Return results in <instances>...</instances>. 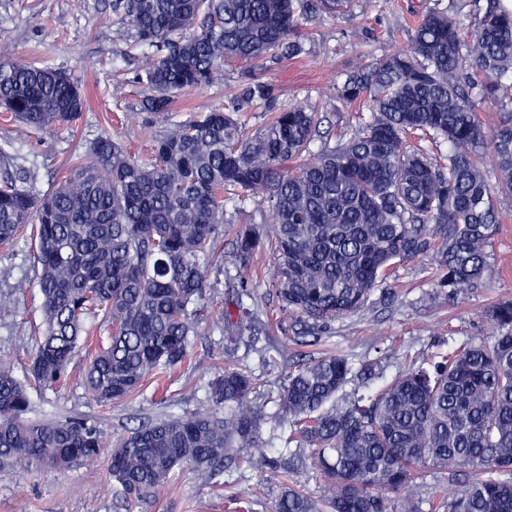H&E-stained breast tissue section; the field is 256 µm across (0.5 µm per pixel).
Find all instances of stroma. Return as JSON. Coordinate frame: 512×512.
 <instances>
[{"instance_id":"obj_1","label":"stroma","mask_w":512,"mask_h":512,"mask_svg":"<svg viewBox=\"0 0 512 512\" xmlns=\"http://www.w3.org/2000/svg\"><path fill=\"white\" fill-rule=\"evenodd\" d=\"M113 4L114 0H0V44L8 45L19 61L67 71L89 95L88 107L69 127L23 135L16 122L0 112V176L25 168L34 175L36 191H46L75 162L83 144L104 134L129 151L146 152L169 122L196 119L202 107L223 103L225 95L245 80L271 82L281 99L315 107L321 124L310 148L319 151L325 140H337L357 122L355 110L342 107L336 98L351 67L374 64L407 48L412 28L428 9L445 11L468 24L477 13L475 0H360L351 14H323L304 26L307 53L300 61L227 64L207 90L176 94L172 112L149 119L141 110V89L131 81L144 49L121 32ZM497 207L502 218L489 249L492 280L484 287L444 297L432 285L430 263L410 261L398 265L388 279L397 292L393 303L371 297L358 312L332 321L320 345H297L288 321L269 335L234 344L220 319L225 283L236 273L228 255L223 271L209 273L211 287L203 299L209 316L198 324L186 361L162 388L149 386L135 398L103 405L74 374L58 390L30 387L32 415L88 419L112 442L140 421L206 408L207 383L227 364L252 374V400L263 408L278 394L300 356L314 358L325 348L351 353L356 369L390 377L411 359L430 358L440 339L459 343L473 336H493L489 309L512 299V196L498 197ZM267 215L268 203L261 195L251 196L240 208L227 203L219 230L222 244L231 245L241 225L263 223ZM30 255L31 247L24 243L0 247V300L15 308L13 315H0V366L11 367L19 377L41 325ZM107 467L102 458L63 474L27 476L1 469L0 512H126ZM279 489L278 473L268 466L233 467L218 483L208 485L186 468L135 512H240L244 506L251 512H271Z\"/></svg>"}]
</instances>
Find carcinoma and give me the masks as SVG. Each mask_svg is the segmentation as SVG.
Listing matches in <instances>:
<instances>
[{
    "label": "carcinoma",
    "mask_w": 512,
    "mask_h": 512,
    "mask_svg": "<svg viewBox=\"0 0 512 512\" xmlns=\"http://www.w3.org/2000/svg\"><path fill=\"white\" fill-rule=\"evenodd\" d=\"M354 0H115L120 25L152 49L135 71L142 111H171L173 96L202 91L231 62L306 54L301 27L323 13L345 14ZM342 106L369 112L347 139L314 155L318 113L280 100L270 82L240 83L224 104L173 122L148 158L108 137L43 193L31 175L0 180V245L29 235L44 332L26 382L0 367V468L29 474L93 464L109 449L108 475L132 512L175 471L193 467L213 483L228 460L280 469L272 512H434L403 495L413 473L434 468L466 479L447 512H512V301L495 304L491 341L471 338L431 362L398 372L373 391L336 394L352 381L350 354L327 350L293 365L273 400L291 419L290 441L305 462L280 463L255 447L263 410L249 400L254 380L231 366L209 382V408L148 420L106 443L82 417L34 421L27 383L53 388L67 376L93 318L108 336L84 377L103 402L140 393L152 372L182 363L207 269L218 248L224 191L266 195L270 226H248L234 243L238 274L225 292L224 328L255 332L248 269L267 247L270 284L300 327V345L360 310L397 262L426 258L433 285L454 294L491 278L488 248L499 223L495 197L512 196V7L485 0L470 26L430 9L409 47L357 68L337 90ZM502 113L486 128L477 105ZM87 105L64 72L18 62L0 45V108L27 127L71 123ZM269 113L249 133L243 112ZM423 132L448 144L443 161L408 146ZM490 143L499 171L491 185L480 150ZM315 466L324 480L314 499L294 473Z\"/></svg>",
    "instance_id": "carcinoma-1"
}]
</instances>
